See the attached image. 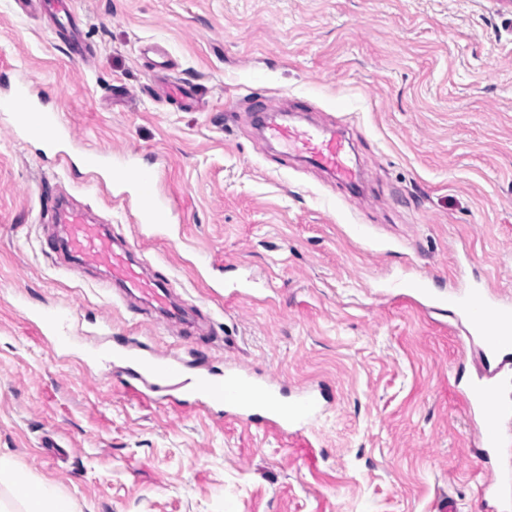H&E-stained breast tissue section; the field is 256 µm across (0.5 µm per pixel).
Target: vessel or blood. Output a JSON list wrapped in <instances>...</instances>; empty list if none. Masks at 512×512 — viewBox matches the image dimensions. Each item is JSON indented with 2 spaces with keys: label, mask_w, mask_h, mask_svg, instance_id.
Instances as JSON below:
<instances>
[{
  "label": "vessel or blood",
  "mask_w": 512,
  "mask_h": 512,
  "mask_svg": "<svg viewBox=\"0 0 512 512\" xmlns=\"http://www.w3.org/2000/svg\"><path fill=\"white\" fill-rule=\"evenodd\" d=\"M52 14L60 39L75 46V16L70 0H40ZM167 94L186 110L196 109L198 99L193 87L165 78ZM0 118L30 139L52 138L66 148L61 161L76 157L100 187L109 189L113 199L122 201L132 212L135 223L158 229L170 220L171 205L156 190L158 171L143 165L138 154L112 155L101 148L77 146L70 128L59 111L46 107L42 96L27 79L16 80L7 94L0 96ZM266 139L282 144L296 154L307 156L314 166L353 184L361 173L353 164L342 133L312 131L270 115L265 123ZM52 217L61 224L65 247L77 257L80 267L101 266L110 272L102 283L104 292L126 301L136 295L160 313V322L173 334H181L185 325L181 309L169 302V280L143 276L125 254L112 245V237L99 225L85 223L82 214L55 205ZM453 314L462 316L469 335L479 342L486 355V379L471 384L464 393L468 413L478 418L481 444L502 453L512 447V434L505 426L512 420V299L503 297L489 286L449 297ZM115 376L127 394L139 399L189 402L211 411L223 410L238 420L261 424L279 431L305 428L324 407L323 388L303 386L293 392L271 377H263L244 367L230 364L225 368L197 369L193 386H186L182 375L186 362L159 352L144 343L116 341L112 347ZM493 498L500 512H512V471L501 469L482 487Z\"/></svg>",
  "instance_id": "vessel-or-blood-1"
}]
</instances>
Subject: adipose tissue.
<instances>
[{
  "label": "adipose tissue",
  "instance_id": "1",
  "mask_svg": "<svg viewBox=\"0 0 512 512\" xmlns=\"http://www.w3.org/2000/svg\"><path fill=\"white\" fill-rule=\"evenodd\" d=\"M0 512H73V507L50 483L18 479L15 462L0 454Z\"/></svg>",
  "mask_w": 512,
  "mask_h": 512
}]
</instances>
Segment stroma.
I'll return each mask as SVG.
<instances>
[{
  "mask_svg": "<svg viewBox=\"0 0 512 512\" xmlns=\"http://www.w3.org/2000/svg\"><path fill=\"white\" fill-rule=\"evenodd\" d=\"M88 60L39 10L0 0V69L35 78L82 142L137 151L177 209L143 236L45 144L0 126V453L75 512H488L504 459L462 388L483 370L434 295L512 296V0H74ZM165 46L192 111L161 100ZM344 128L359 190L258 141L256 113ZM59 189L169 277L198 328L167 335L63 267L41 203ZM249 282L226 299L224 282ZM58 309L59 351L23 309ZM129 337L251 366L333 402L279 434L127 395L85 351Z\"/></svg>",
  "mask_w": 512,
  "mask_h": 512,
  "instance_id": "35a3bbf8",
  "label": "stroma"
}]
</instances>
